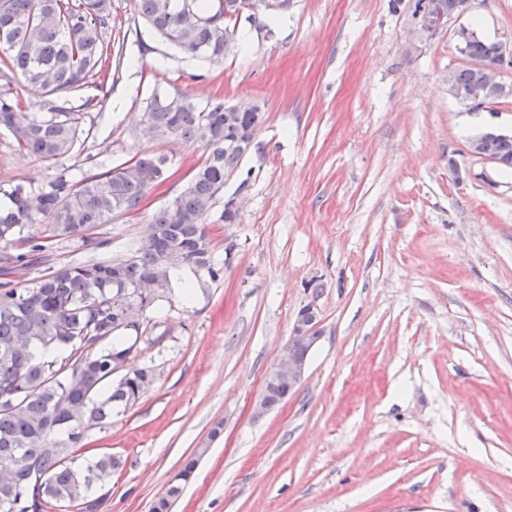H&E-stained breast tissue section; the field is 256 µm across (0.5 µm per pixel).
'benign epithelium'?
Wrapping results in <instances>:
<instances>
[{"instance_id": "benign-epithelium-1", "label": "benign epithelium", "mask_w": 512, "mask_h": 512, "mask_svg": "<svg viewBox=\"0 0 512 512\" xmlns=\"http://www.w3.org/2000/svg\"><path fill=\"white\" fill-rule=\"evenodd\" d=\"M473 6V0H448V11L440 15L432 12L428 3L421 4L415 16L413 33L421 34L425 28L435 31L444 25L445 21L467 13ZM507 53L506 45L496 43L497 61L479 66L480 74L472 87L467 100L470 107L480 106L496 97L512 95V82L501 76L502 63ZM314 311L311 305L306 311ZM306 311L299 312L291 336L281 349L273 365L266 374L265 380H270L273 374L288 379V392H293L303 381L306 366L312 350L321 338L322 332L318 316L308 317ZM267 390H262L252 406V415L256 419L266 416L281 405L266 399Z\"/></svg>"}]
</instances>
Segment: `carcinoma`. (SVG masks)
Returning a JSON list of instances; mask_svg holds the SVG:
<instances>
[{"label": "carcinoma", "instance_id": "obj_1", "mask_svg": "<svg viewBox=\"0 0 512 512\" xmlns=\"http://www.w3.org/2000/svg\"><path fill=\"white\" fill-rule=\"evenodd\" d=\"M137 13L166 42L188 58L224 60V40L235 39L239 16L224 15L213 0H136ZM112 24V0H0V130L20 150L55 167L39 187L14 183L0 187V502L32 489L52 507L79 502L97 512L93 491L122 467L120 457L103 454L77 470L72 448L75 428L104 424L116 408L134 406L150 388L149 367L112 373V358L134 350L121 327L127 310L156 307L172 288L177 270L165 258L174 253L195 276L198 287L220 280L224 265L215 260L206 219L243 155L224 140L250 137L257 126L228 119L224 99L199 106L185 94L153 96L141 121L158 140L199 144L205 160L187 187L153 213L154 232L147 243L120 259L66 265L19 287L7 279L20 265L47 259L54 237L86 239L102 224L140 210L149 190L166 180L164 155L135 156L111 166L90 155L96 168L78 180L57 167L72 154L83 134L84 113L62 102L27 116L18 111L15 80L42 89L57 100L90 84L103 57L111 54L106 34ZM463 53L494 60L495 44L470 30ZM478 78L472 67L454 70L453 96L464 101ZM481 152L512 156V140L486 136ZM38 348L56 355L38 356ZM82 365L79 375L70 366ZM199 462L193 457L171 480L152 512H170L191 482Z\"/></svg>", "mask_w": 512, "mask_h": 512}]
</instances>
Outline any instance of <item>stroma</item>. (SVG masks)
Returning a JSON list of instances; mask_svg holds the SVG:
<instances>
[{
	"instance_id": "35a3bbf8",
	"label": "stroma",
	"mask_w": 512,
	"mask_h": 512,
	"mask_svg": "<svg viewBox=\"0 0 512 512\" xmlns=\"http://www.w3.org/2000/svg\"><path fill=\"white\" fill-rule=\"evenodd\" d=\"M415 0H291L269 31L239 20L222 63L191 60L112 0L98 102L84 107L86 154L121 164L168 157L171 178L143 207L96 231L119 257L144 242L204 160L199 145L140 133L153 94L252 100L265 121L206 222L223 278L192 299L173 290L132 367L155 381L114 409L73 465L120 456L100 512H151L171 476L205 449L173 512H512V170L472 155L489 129L512 132V99L472 111L448 92L468 60L459 26L512 45V0L414 40ZM51 170L0 131V185L40 186ZM233 254H225L226 243ZM97 252L55 238L47 263L14 284ZM322 336L296 392L263 418L252 404L299 310Z\"/></svg>"
}]
</instances>
